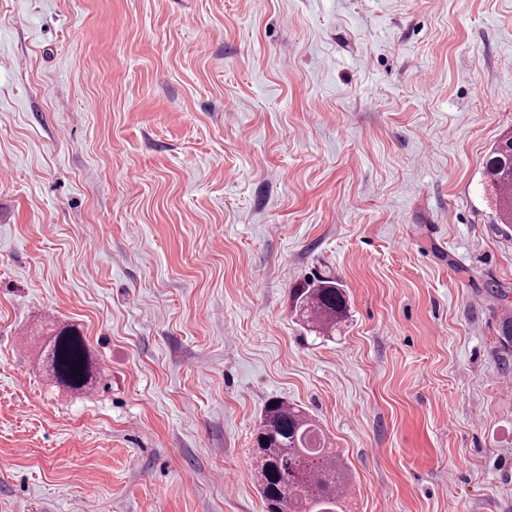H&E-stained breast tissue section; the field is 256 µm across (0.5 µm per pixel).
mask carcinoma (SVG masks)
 Returning a JSON list of instances; mask_svg holds the SVG:
<instances>
[{"instance_id": "carcinoma-1", "label": "carcinoma", "mask_w": 512, "mask_h": 512, "mask_svg": "<svg viewBox=\"0 0 512 512\" xmlns=\"http://www.w3.org/2000/svg\"><path fill=\"white\" fill-rule=\"evenodd\" d=\"M484 171L499 197L500 223L512 224V136L495 146ZM294 301L304 324L316 334L347 317L346 292L333 279L295 289ZM41 358L46 375L60 385L81 389L90 382L87 343L74 328L63 327L49 336ZM255 445L254 467L266 512H339L347 468L302 409L280 400L266 406Z\"/></svg>"}]
</instances>
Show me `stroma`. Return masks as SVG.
<instances>
[{"label": "stroma", "instance_id": "obj_1", "mask_svg": "<svg viewBox=\"0 0 512 512\" xmlns=\"http://www.w3.org/2000/svg\"><path fill=\"white\" fill-rule=\"evenodd\" d=\"M510 131L512 0H0V512H265L275 399L346 512H512ZM484 171L499 197L500 223L512 224V136L503 137L495 146L485 161ZM295 310L310 332L335 328L347 317L348 300L342 285L324 278L294 291ZM42 366L46 375L57 384L81 389L91 379V366L85 339L74 328L63 327L45 341ZM80 370L73 375L72 371Z\"/></svg>", "mask_w": 512, "mask_h": 512}]
</instances>
